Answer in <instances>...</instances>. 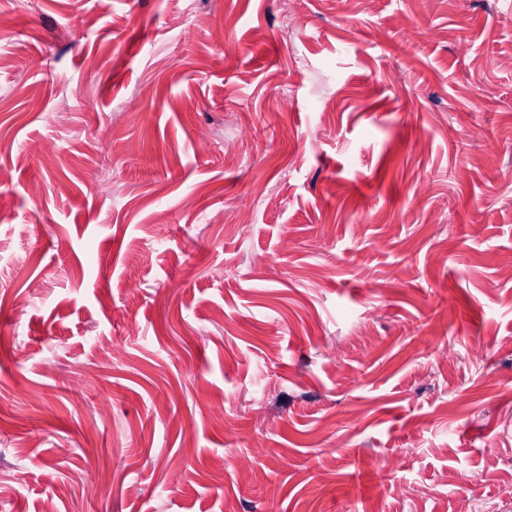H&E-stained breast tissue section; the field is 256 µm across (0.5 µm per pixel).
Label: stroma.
<instances>
[{
	"label": "stroma",
	"mask_w": 512,
	"mask_h": 512,
	"mask_svg": "<svg viewBox=\"0 0 512 512\" xmlns=\"http://www.w3.org/2000/svg\"><path fill=\"white\" fill-rule=\"evenodd\" d=\"M509 256L512 0H0L7 512L512 503Z\"/></svg>",
	"instance_id": "1"
}]
</instances>
